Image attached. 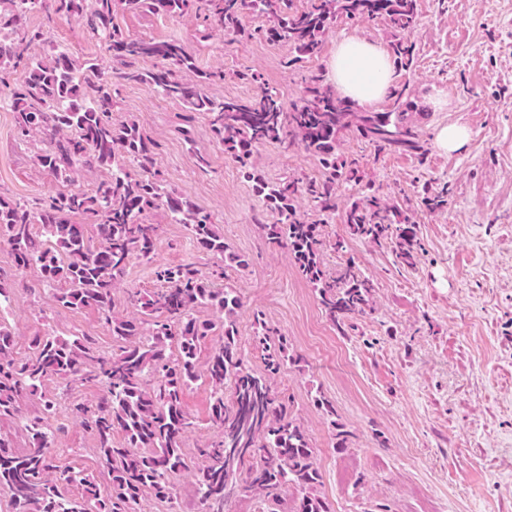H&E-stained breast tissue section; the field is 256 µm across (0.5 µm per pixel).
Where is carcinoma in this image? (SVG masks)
<instances>
[{
    "mask_svg": "<svg viewBox=\"0 0 512 512\" xmlns=\"http://www.w3.org/2000/svg\"><path fill=\"white\" fill-rule=\"evenodd\" d=\"M35 11L50 21L86 22L106 42L113 62L124 67L120 78L148 85L207 122L272 213L266 235L288 252L340 332L349 317L371 309L372 285L350 266L329 279L320 226L300 215L296 199L306 197L323 214L335 207L336 186L359 181L356 162L338 156L349 133L380 150L406 154L422 148L408 118L405 89H392L393 102L385 109L361 110L318 73L288 106L277 91L262 86L250 98H217L205 86L223 80L224 71L201 69L175 40L129 38L113 17L119 12L192 16L206 29L251 37L242 25L249 11L267 18V37L288 45L289 65L318 54L336 20L380 18L392 29L395 62L409 68L417 0H310L301 9L293 8L292 0H0V84L14 129L20 140L42 144L33 161L61 185L37 207L0 194V245L9 247L17 270L33 271L53 290L57 306L98 310L112 336V350L101 352L84 337L36 335L29 354L21 356L15 332L0 319V419L25 420L26 448L18 449L12 434H0V491L9 497L10 512H141L148 497L171 498L174 478L182 472L193 475L201 512H224V502L240 486L266 497L269 512H330L317 493L315 449L273 382L285 365L297 366L303 358L258 317L255 335L265 369L257 374L244 366L235 319L242 300L223 281L227 270L243 268L247 260L224 242L208 212L159 178L154 138L134 119L113 114L112 75L95 59L79 60L50 44L48 30L28 28L26 18ZM33 44L47 48L32 54ZM137 58L159 66L126 70L128 60ZM16 73L21 77L9 81ZM262 144L297 146L316 156L325 179L266 180L250 161L253 147ZM99 171L106 175L93 189L76 187ZM156 210L184 225L219 263L207 274L191 264L157 268L161 288L134 293L136 312L123 313L114 293L132 258H153L159 225L148 223L147 214ZM344 224L350 237L373 243L387 239L390 226L398 225L396 258L416 265L414 224L379 193L353 201ZM202 309L220 318H203ZM209 337L213 346L202 360L200 346ZM199 379L211 389V421L221 435L190 457L184 447L191 422L182 397ZM49 380L102 385L95 403L73 400L67 412L94 436L106 487L53 464L59 429L50 423L57 401L44 390ZM117 434L123 443L114 441ZM64 484L80 486V494L67 495ZM288 486L301 495L281 498Z\"/></svg>",
    "mask_w": 512,
    "mask_h": 512,
    "instance_id": "carcinoma-1",
    "label": "carcinoma"
}]
</instances>
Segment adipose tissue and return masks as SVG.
<instances>
[{"label":"adipose tissue","instance_id":"adipose-tissue-1","mask_svg":"<svg viewBox=\"0 0 512 512\" xmlns=\"http://www.w3.org/2000/svg\"><path fill=\"white\" fill-rule=\"evenodd\" d=\"M329 79L339 93L355 104L371 105L387 94L395 72L381 46L346 35L336 42L329 62Z\"/></svg>","mask_w":512,"mask_h":512}]
</instances>
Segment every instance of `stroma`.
<instances>
[{
  "mask_svg": "<svg viewBox=\"0 0 512 512\" xmlns=\"http://www.w3.org/2000/svg\"><path fill=\"white\" fill-rule=\"evenodd\" d=\"M418 9L409 36L414 64L396 69L395 83L414 104L410 117L424 150L380 151L347 137L340 155L359 161L362 179L339 187L335 213L320 224L326 271L351 264L373 286L371 311L349 318L340 332L291 258L268 244L262 227L271 214L205 120L134 81L113 80L112 96L120 113L156 139V164L166 183L208 211L225 242L248 260L225 281L242 296L237 322L246 367L264 369L258 316L302 355L300 366L284 367L274 382L316 450L317 491L331 512H512V0H419ZM113 23L133 38L180 40L200 67L223 70V83L207 86L210 95L245 98L264 84L288 102L301 97L309 73H327L340 36L355 33L384 47L392 40L383 20H339L320 53L291 68L284 44L240 39L218 28L207 35L191 17L120 13ZM27 25L48 26L55 44L111 70L110 54L84 23H50L39 13ZM246 72L260 75V83L243 80ZM440 99L447 105L439 111L434 104ZM451 123L467 126L471 138L448 155L437 149L435 135ZM33 153L17 140L0 91V193L35 204L56 190ZM198 154L208 157L207 170L196 167ZM252 160L272 181L325 173L314 156L273 144L257 146ZM370 187L415 222V268L396 263L391 239H351L344 250L334 249L345 233L346 208ZM443 190L447 205L429 208L426 198ZM147 220L160 227L158 249L152 261L131 260L115 294L121 305L128 294L158 288L156 266L191 263L206 271L214 261L162 211ZM0 272L16 280L0 316L16 329L18 352H26L37 334H78L111 349L97 310L58 307L49 288L15 271L4 245ZM48 388L59 402L51 419L60 429L55 464L99 477L95 440L68 417L66 406L76 399L94 402L100 387L52 382ZM318 393L332 403L334 417L315 405ZM211 404L205 381L184 392L193 422L187 454L218 435ZM338 425L350 433L344 452L334 446Z\"/></svg>",
  "mask_w": 512,
  "mask_h": 512,
  "instance_id": "35a3bbf8",
  "label": "stroma"
}]
</instances>
